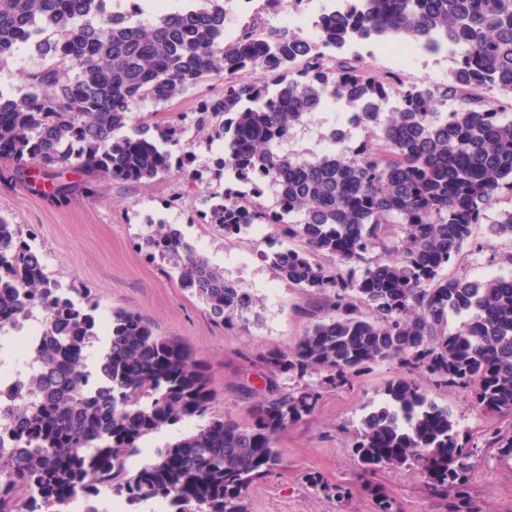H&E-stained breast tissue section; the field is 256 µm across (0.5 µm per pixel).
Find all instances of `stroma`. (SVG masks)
I'll return each instance as SVG.
<instances>
[{"label": "stroma", "instance_id": "35a3bbf8", "mask_svg": "<svg viewBox=\"0 0 512 512\" xmlns=\"http://www.w3.org/2000/svg\"><path fill=\"white\" fill-rule=\"evenodd\" d=\"M353 57L372 73L400 71L409 83H446L456 67L454 58L439 54L408 58L401 69L372 42L362 44ZM45 64L32 47L25 48L23 56L6 58L0 63V92L21 98L27 75ZM223 91V80L216 78L169 101L137 102L131 122L152 126L170 121L194 112L202 98ZM349 113L341 102L312 113L293 131L285 153L307 158L322 152L330 125L347 121ZM170 152L171 167L163 178L150 183L102 182L93 194L86 190V177L74 170L24 184L15 178L16 163L0 159V216L17 225L23 239L42 255L49 278L70 296L95 305L104 317L115 309L136 313L157 335L184 340L209 367L212 415L246 424L251 420L246 388L263 371L261 356L297 343L311 323L309 312L318 298L289 286L265 261V254L280 246L271 226L262 225L257 235L228 236L222 227L204 222L209 197L224 190L218 165L223 142L192 129ZM60 184L68 186L67 196L55 193ZM507 206L502 199L488 208L443 276L473 281L512 276V264L504 261L512 254V238L491 231ZM159 219L176 225L185 240L223 269L227 278L262 298L259 320L230 328L211 319L206 306L145 248L142 236L148 223ZM404 374L398 361L386 360L349 386L324 390L314 413L280 435L283 463L247 489V512H376L368 491L372 485L382 488L399 512H448L446 499L429 491L412 471L387 465L367 474L354 453V433L362 418L382 401L387 382ZM426 391L448 406L460 429L475 440L491 431L512 433V417L473 408L466 390L430 385ZM340 487L346 490L341 499L336 496ZM469 495L477 512H512V459L501 458L497 449L479 448Z\"/></svg>", "mask_w": 512, "mask_h": 512}]
</instances>
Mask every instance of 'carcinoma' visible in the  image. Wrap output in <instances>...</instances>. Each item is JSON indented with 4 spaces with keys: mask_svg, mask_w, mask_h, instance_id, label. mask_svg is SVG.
Masks as SVG:
<instances>
[{
    "mask_svg": "<svg viewBox=\"0 0 512 512\" xmlns=\"http://www.w3.org/2000/svg\"><path fill=\"white\" fill-rule=\"evenodd\" d=\"M224 16L223 0L170 8L154 23L108 0H0V62L20 41L51 60L29 74L20 100L0 93V157L21 173L31 162L45 175L71 166L144 183L169 170L168 147L189 126L208 130L224 140V176L239 187L269 180L276 205L263 206L254 189L226 188L207 223L227 234L274 226L282 246L265 260L288 285L320 297L315 322L293 348L270 352L263 386L248 387L247 426L211 415L208 367L182 340L121 309L97 365L105 386L93 391L84 376L99 336L96 307L63 294L16 225L0 218V329L43 314L37 374L15 387L3 426L12 443L0 440V512H65L75 491L90 502L86 512H108L97 500L103 492L131 506L166 499L169 512H245V491L281 462L279 435L314 412L322 389L385 360L410 376L386 386L384 403L355 433L364 471L415 465L451 512H474L468 460L478 445L460 438L451 410L412 374L469 390L485 413L512 414V278L441 277L499 190L512 189V0H345L317 18L314 41L268 29L259 12L226 41ZM47 28L56 33L51 46L39 40ZM392 38L452 42L449 82L408 85L337 57ZM56 60L78 72L62 74ZM258 70L260 80L238 79ZM217 77L224 94L201 101L192 118L122 133L134 102L169 101ZM392 94L399 103L388 109ZM450 98L455 109L442 111ZM328 99L351 107L353 124L381 145L361 140L308 159L274 150ZM294 240L307 250L285 246ZM144 242L214 321H244L259 303L172 225H155ZM451 314L466 316L453 331ZM288 374L320 380L290 389L280 381ZM195 419L205 423L127 468L152 435Z\"/></svg>",
    "mask_w": 512,
    "mask_h": 512,
    "instance_id": "1",
    "label": "carcinoma"
}]
</instances>
